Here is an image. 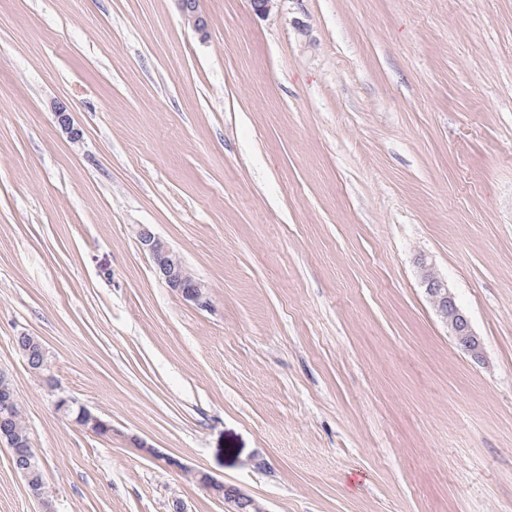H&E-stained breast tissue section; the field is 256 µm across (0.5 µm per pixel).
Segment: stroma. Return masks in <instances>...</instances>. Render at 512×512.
<instances>
[{"instance_id":"obj_1","label":"stroma","mask_w":512,"mask_h":512,"mask_svg":"<svg viewBox=\"0 0 512 512\" xmlns=\"http://www.w3.org/2000/svg\"><path fill=\"white\" fill-rule=\"evenodd\" d=\"M200 6L0 0V370L56 512H225L168 456L268 512H512V0ZM0 512H39L1 446ZM179 10L188 24L195 31L204 32L207 27V19L200 8L198 0H176ZM136 241L139 249L150 258L152 268L161 281L197 307L209 306L210 299L205 285L190 273L179 253L150 227L138 225ZM419 264L422 269L421 285L442 321L448 326L449 335L453 336L460 350L471 359L480 361L483 357L482 342L448 290L447 282L422 259Z\"/></svg>"}]
</instances>
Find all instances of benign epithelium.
<instances>
[{"instance_id":"7a95c632","label":"benign epithelium","mask_w":512,"mask_h":512,"mask_svg":"<svg viewBox=\"0 0 512 512\" xmlns=\"http://www.w3.org/2000/svg\"><path fill=\"white\" fill-rule=\"evenodd\" d=\"M179 10L188 24L198 32L205 31L207 19L200 8V0H177ZM55 118L60 128L75 143L81 141L82 131L76 127L71 115L62 106L54 107ZM136 241L139 249L146 254L152 263V268L158 278L169 288L177 291L184 299L193 302L200 308L209 306V295L205 285L197 280L189 271L182 257L165 241L157 236L150 227L140 224L136 229ZM422 269L421 285L426 295L438 312L442 321L448 326L449 335L453 336L457 346L471 359L479 361L483 357V346L480 338L472 329L470 320L458 307L454 296L448 290L447 282L438 276L425 262H420ZM28 370L37 375L50 367L47 348L41 349V356L35 357L27 347L18 346ZM78 416L74 422L92 433L103 428L110 429L112 425L100 415L84 406H77ZM14 471L18 473L30 488V496L40 506V512H53V506L44 501L33 486V474L25 465L16 464ZM198 484L214 498L228 506L230 512H266L258 500L245 493L238 487L228 486L212 475L200 470L192 471Z\"/></svg>"}]
</instances>
